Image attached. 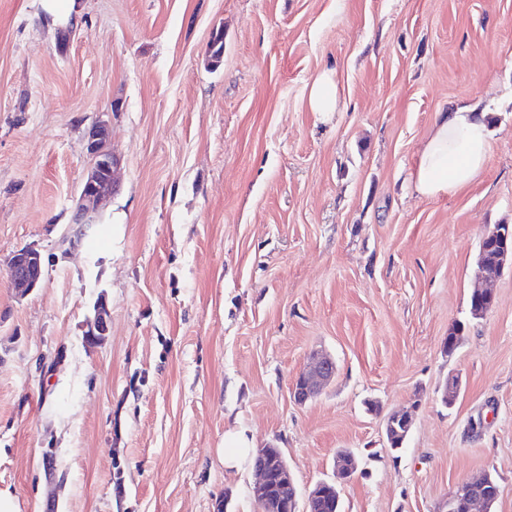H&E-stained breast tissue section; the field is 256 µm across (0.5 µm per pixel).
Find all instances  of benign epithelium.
<instances>
[{
	"instance_id": "1",
	"label": "benign epithelium",
	"mask_w": 512,
	"mask_h": 512,
	"mask_svg": "<svg viewBox=\"0 0 512 512\" xmlns=\"http://www.w3.org/2000/svg\"><path fill=\"white\" fill-rule=\"evenodd\" d=\"M109 130L104 123H94L86 133V149L92 164L83 177L79 203L74 211L72 223L78 226L93 225L100 208L118 189L115 179L117 159L106 148ZM484 240L499 245L496 253V268L490 271L483 261L477 262L476 305L472 316L481 318L495 305V295L488 284L500 277L505 268L512 266V225L496 224L482 236ZM6 274L17 288L27 291L37 287L42 276L41 255L28 246L14 252L6 264ZM108 332L107 309L97 305L95 317L88 324L86 342L97 344ZM336 364L327 355L316 352L310 356V363L296 378L291 392L296 401L304 403L316 397L335 377ZM279 450L260 448L255 454L253 469L256 481L252 495L259 506V512H296L297 488L286 468H279ZM491 476L465 481L448 494V512H493L497 496L488 493ZM340 501V489L336 482L319 481L305 495L304 512H316L325 502Z\"/></svg>"
}]
</instances>
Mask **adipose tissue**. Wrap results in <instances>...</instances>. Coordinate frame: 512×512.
<instances>
[{
    "label": "adipose tissue",
    "instance_id": "adipose-tissue-1",
    "mask_svg": "<svg viewBox=\"0 0 512 512\" xmlns=\"http://www.w3.org/2000/svg\"><path fill=\"white\" fill-rule=\"evenodd\" d=\"M489 153L482 113L471 108L437 113L413 172L418 193L432 199L458 193L477 179Z\"/></svg>",
    "mask_w": 512,
    "mask_h": 512
}]
</instances>
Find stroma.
Here are the masks:
<instances>
[{"instance_id": "stroma-1", "label": "stroma", "mask_w": 512, "mask_h": 512, "mask_svg": "<svg viewBox=\"0 0 512 512\" xmlns=\"http://www.w3.org/2000/svg\"><path fill=\"white\" fill-rule=\"evenodd\" d=\"M326 69L337 109L310 111ZM472 105L485 169L419 195L436 114ZM99 120L120 188L81 236ZM497 224L512 0H0V489L21 512H258L249 461L224 465L237 430L280 448L303 493L350 451L343 512H447L484 473L512 512V268L469 312ZM29 245L42 280L20 297L4 266ZM101 300L109 332L90 346ZM315 350L336 376L295 403Z\"/></svg>"}]
</instances>
